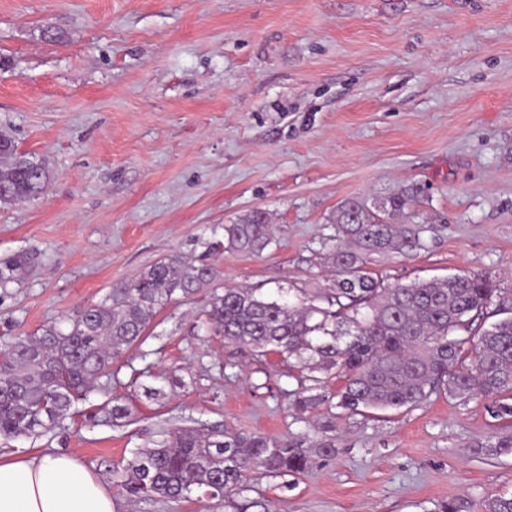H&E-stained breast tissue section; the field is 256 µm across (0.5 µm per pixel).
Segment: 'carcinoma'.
<instances>
[{
  "mask_svg": "<svg viewBox=\"0 0 512 512\" xmlns=\"http://www.w3.org/2000/svg\"><path fill=\"white\" fill-rule=\"evenodd\" d=\"M45 166L17 152L0 136V184L9 195L0 203L38 196ZM418 187L371 209L363 200L343 203L336 214L338 237L331 253L333 275L326 288L290 299L264 296L256 288L219 290L220 272L169 255L132 279L112 287L105 298L62 321L18 336L0 350V436H38L63 421L74 404L112 376V364L146 336L157 313L179 298L210 289L202 324L225 340L248 345L259 356L274 354L309 380L338 383L330 395L305 387L293 399L305 414L335 398L348 416L410 410L433 395L486 401L498 422H512V295L481 274H454L441 280H414L393 286L367 271L375 254L408 256L427 248L422 230L392 224L417 201ZM274 242L266 212L254 210L224 225L226 252L260 255ZM32 257L0 259V288L17 282ZM496 304L502 318L479 324ZM333 443L317 446L302 437L208 428L165 430L153 447L140 448L112 467V476L130 495L190 501L217 499L234 512L253 504L238 498L256 474H304L316 456H332ZM512 512V494L481 503L454 497L435 512Z\"/></svg>",
  "mask_w": 512,
  "mask_h": 512,
  "instance_id": "1",
  "label": "carcinoma"
}]
</instances>
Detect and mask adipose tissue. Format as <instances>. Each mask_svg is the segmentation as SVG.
Here are the masks:
<instances>
[{"mask_svg": "<svg viewBox=\"0 0 512 512\" xmlns=\"http://www.w3.org/2000/svg\"><path fill=\"white\" fill-rule=\"evenodd\" d=\"M0 512H116L106 486L74 455L0 456Z\"/></svg>", "mask_w": 512, "mask_h": 512, "instance_id": "1", "label": "adipose tissue"}]
</instances>
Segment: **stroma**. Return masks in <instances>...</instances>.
<instances>
[{
	"label": "stroma",
	"instance_id": "1",
	"mask_svg": "<svg viewBox=\"0 0 512 512\" xmlns=\"http://www.w3.org/2000/svg\"><path fill=\"white\" fill-rule=\"evenodd\" d=\"M0 134L50 171L40 196L0 204V257L34 259L0 288V346L174 253L225 286L325 287L338 208L412 185L428 247L369 271L389 285L466 271L512 291V0H0ZM256 209L279 227L262 255L212 249ZM203 300L168 305L70 416L1 438L0 455L75 454L117 512H224L112 480L159 431L200 425L333 442L304 474L256 475L250 512H433L512 493L482 402L296 414L287 363L203 327Z\"/></svg>",
	"mask_w": 512,
	"mask_h": 512
}]
</instances>
